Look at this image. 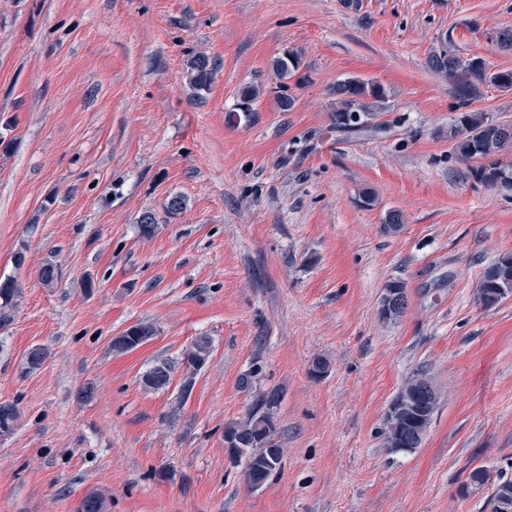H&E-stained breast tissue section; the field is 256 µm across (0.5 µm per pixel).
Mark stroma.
Listing matches in <instances>:
<instances>
[{
	"mask_svg": "<svg viewBox=\"0 0 512 512\" xmlns=\"http://www.w3.org/2000/svg\"><path fill=\"white\" fill-rule=\"evenodd\" d=\"M504 29L512 0H0V278L22 287L0 328V402L21 414L0 437V512L92 494L109 512H491L461 488L479 466L512 478V296L475 299L512 253V192L456 159L460 100L426 60L445 43L512 70ZM287 50L301 66L283 84L270 63ZM200 53L220 68L198 97ZM348 77L385 91L370 130L331 122ZM247 87L253 119L230 125ZM392 280L406 306L386 320ZM141 321L155 337L115 352ZM198 336L211 354L192 372ZM159 361L171 383L151 391ZM419 367L440 402L421 447L395 452L385 413ZM252 370L282 392V466L260 487L224 449ZM395 286H399V288H405L404 283L401 281H390L385 285L381 297L380 313L386 319L396 318L401 315L399 302L401 296L403 294L405 295V291L399 288H390Z\"/></svg>",
	"mask_w": 512,
	"mask_h": 512,
	"instance_id": "35a3bbf8",
	"label": "stroma"
}]
</instances>
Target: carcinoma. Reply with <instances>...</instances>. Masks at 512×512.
<instances>
[{
	"label": "carcinoma",
	"mask_w": 512,
	"mask_h": 512,
	"mask_svg": "<svg viewBox=\"0 0 512 512\" xmlns=\"http://www.w3.org/2000/svg\"><path fill=\"white\" fill-rule=\"evenodd\" d=\"M427 67L439 77L453 80L464 101L480 96L479 85L490 83L499 88H512V71L491 72L483 59L472 57L465 59L443 46L430 52ZM272 70L275 76L283 81L292 78L300 67V56L289 50L272 60ZM218 71L214 59L199 54L189 64V85L196 94L210 90L211 83ZM336 106L332 113L336 129L352 132L366 127L374 118L375 107L384 101L385 92L381 85L350 77L340 80L333 88ZM257 97V91L246 88L241 94L240 107L229 114V123H235L239 113L252 118V102ZM448 139L453 142L456 157L468 164L474 176L486 186L512 191V182L503 183L504 176L512 177V164L502 160V155L512 151V125L492 124L483 113L466 111L460 114L456 124L448 130ZM497 288L512 289V254H503L489 264L483 271L477 292V302L484 308L489 307L488 300ZM21 296V288L14 278L0 279V326L12 320V313ZM156 334L154 326L148 322H139L112 342L113 350L117 352L132 351L148 343ZM211 352V342L207 336H199L192 343L186 355V365L195 371L199 370L208 360ZM171 366L160 362L152 367L145 375L144 384L152 390H164L171 379ZM258 371L251 370L239 379L242 390L253 394L252 405L244 419L232 421L224 426V439L236 440L243 451L237 462L244 463L245 475L253 477L258 485L265 484L281 466L283 451L277 440L275 411L281 400L280 391L276 388L267 390L255 389L254 379ZM429 378L424 368L416 369L404 382L394 402L409 404L413 386ZM20 413L17 405L9 402L0 403V436L11 434L16 428ZM408 422H385L383 430L385 445L398 449L409 447ZM476 482L485 487L493 484L490 501L498 500L503 490L512 492V479H500L492 483L489 471L477 467L470 471L468 483Z\"/></svg>",
	"instance_id": "1"
}]
</instances>
